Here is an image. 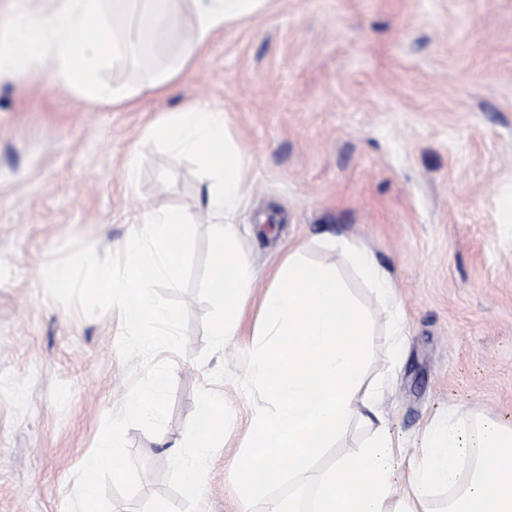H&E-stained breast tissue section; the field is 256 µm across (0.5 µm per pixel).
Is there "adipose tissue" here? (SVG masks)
Masks as SVG:
<instances>
[{
  "label": "adipose tissue",
  "mask_w": 512,
  "mask_h": 512,
  "mask_svg": "<svg viewBox=\"0 0 512 512\" xmlns=\"http://www.w3.org/2000/svg\"><path fill=\"white\" fill-rule=\"evenodd\" d=\"M195 7L190 36H176L167 63L146 83L130 89L102 81L110 62L143 56L145 30L167 31L185 2ZM259 0H56L44 15L16 16L0 35V68L23 51V75H37L48 87H67L96 103L124 104L168 90L198 50L225 23L254 12ZM51 49L50 67L32 71L31 61ZM162 142L172 152L194 156L211 180L195 201L153 203L120 247L122 273H97L82 283L98 298L112 300L125 329L141 347L172 345L163 326L171 310L157 300L156 281H177L182 246L197 230L194 215L206 211L224 220L214 234L211 299L221 305L209 334L216 346L234 335L247 292L256 277L235 248L237 215L249 184L243 154L234 143L223 111L192 100L151 124L144 144ZM322 244L341 251L384 302L395 300L390 272L380 267L357 239L324 236ZM304 246L290 249L271 276L251 350L249 382L267 406L249 425V438L236 469L241 502L265 498L282 480L311 490L274 500L268 512H512V426L488 415L466 424L457 413L429 422L412 443H404L382 420L380 389L365 387L364 367L371 320L353 299L334 267L309 262ZM371 429L356 452L337 458L333 468L316 463L352 426ZM191 444L173 442L169 452L187 493L200 486L210 448L224 437V397L207 394L190 424ZM405 471H398L400 462Z\"/></svg>",
  "instance_id": "1"
}]
</instances>
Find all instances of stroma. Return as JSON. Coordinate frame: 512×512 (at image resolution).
<instances>
[{
    "mask_svg": "<svg viewBox=\"0 0 512 512\" xmlns=\"http://www.w3.org/2000/svg\"><path fill=\"white\" fill-rule=\"evenodd\" d=\"M223 110L246 160L238 248L259 278L236 336L205 367L207 304L189 305L187 357L170 418L132 428L150 464L115 512H240L232 474L261 392L247 382L267 273L288 248L333 265L373 320L366 379L405 441L472 407L512 425V0H264L225 24L164 97L137 107L0 72V512H64L73 475L126 392L121 323L87 295L89 272L122 268L119 244L149 203L195 197L205 176L147 126L194 99ZM354 237L391 272L390 310L323 234ZM74 276L49 284L43 270ZM224 396V439L198 496L164 446L189 437L205 391Z\"/></svg>",
    "mask_w": 512,
    "mask_h": 512,
    "instance_id": "stroma-1",
    "label": "stroma"
}]
</instances>
